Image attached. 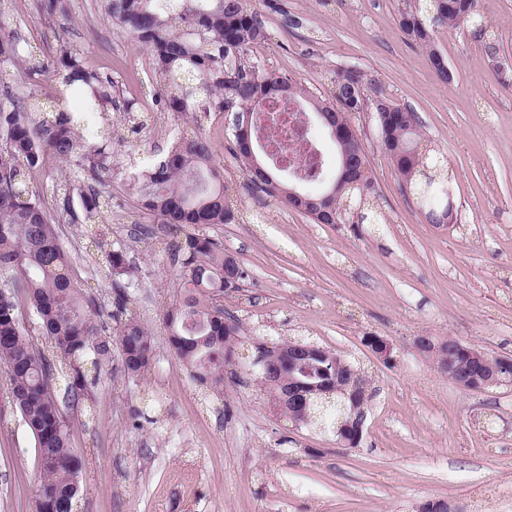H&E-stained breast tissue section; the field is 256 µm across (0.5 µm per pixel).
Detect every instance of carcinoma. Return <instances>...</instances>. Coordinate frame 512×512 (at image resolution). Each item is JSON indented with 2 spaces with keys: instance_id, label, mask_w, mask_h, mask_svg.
Listing matches in <instances>:
<instances>
[{
  "instance_id": "cac0c4a2",
  "label": "carcinoma",
  "mask_w": 512,
  "mask_h": 512,
  "mask_svg": "<svg viewBox=\"0 0 512 512\" xmlns=\"http://www.w3.org/2000/svg\"><path fill=\"white\" fill-rule=\"evenodd\" d=\"M35 8L39 16L51 19L67 15L69 3L37 0ZM106 13L122 35L146 52L154 87L152 106L176 122L212 112L232 115L230 134L248 184L295 204L274 171L253 163L249 117L267 103L269 112L280 113V100L301 104L312 95L291 75L269 72L251 58L253 47L266 39V31L244 0H106ZM398 13L401 28L426 49L432 68L444 81L448 65L431 24L471 26L487 41L496 39L479 12L478 0H430L426 5L421 0H402ZM2 64L13 66L18 83L27 89L0 85V365L7 374L0 393L19 411L35 440L41 479L37 512H72L85 463L71 446L63 407L90 398L101 366L112 358V343L121 350L124 374L137 377L149 370L155 342L137 317L125 314L127 295L120 288L115 289L113 334L101 328L95 301L55 224L67 215L73 223L92 225L108 205L98 185L110 171L113 144L122 140H113L104 130H84L90 115L112 110L131 119L140 105L117 95L112 76L86 66L79 51L68 44L48 58L35 57L34 47L17 28L0 26ZM49 70L59 90L45 103L35 78ZM330 82L332 101L313 100V106L324 115L322 125L328 130L338 122L346 126L336 144L351 168L339 166L336 182L329 188L337 196L307 215L317 224H340L343 196L374 192L365 144L356 130L349 129L348 120L350 114L368 112L379 148L401 186L428 207L426 217L437 223L444 210L438 205L440 166L419 148L417 113L388 100L375 76L360 68L333 69ZM73 94L83 100L79 110L69 106ZM47 154L72 170V180L52 185L54 212L46 207L44 193L29 186ZM132 188L142 214L187 231L184 244L172 252L180 289L163 311L162 324L170 346L193 377L219 390L241 328L217 299L241 291L246 273L233 255L224 252V244L203 229L238 220L237 200L199 131L175 138L166 152L135 173ZM31 320L38 335L49 342L48 349L37 346L29 334ZM287 346L291 343L262 353V364L279 366L283 378L292 371L289 359L281 355ZM319 351L318 381L339 376L346 383H359V388L334 392L335 403L328 405L323 404L324 396L311 395L308 418L317 424L333 407L347 423L351 414L364 413L371 398L368 379L344 357L340 371H335L332 358L338 353L324 347ZM88 359L91 371L86 368ZM59 373L67 380L62 394L56 386Z\"/></svg>"
}]
</instances>
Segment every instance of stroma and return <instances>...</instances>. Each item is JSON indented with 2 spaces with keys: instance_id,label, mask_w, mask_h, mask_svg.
<instances>
[{
  "instance_id": "obj_1",
  "label": "stroma",
  "mask_w": 512,
  "mask_h": 512,
  "mask_svg": "<svg viewBox=\"0 0 512 512\" xmlns=\"http://www.w3.org/2000/svg\"><path fill=\"white\" fill-rule=\"evenodd\" d=\"M268 32L256 56L292 74L322 99L328 74L359 67L381 81L392 102L418 113L429 147L454 179L458 225L428 223L425 208L403 194L377 147L369 115L353 116L376 187L348 201L343 223L316 224L280 198L251 199L246 171L229 149L227 126L203 119L213 160L239 198L240 222L211 226L247 273L224 308L241 333L224 390L196 382L169 346L161 315L177 293L162 248L164 225L139 233L129 177L166 144V114L128 135L106 174L112 218L101 247L85 227L58 226L99 309L113 321L112 285L128 286V306L154 336L147 373L123 375L120 355L99 373L89 401L66 408L71 443L85 460L72 512H420L443 500L450 512H512V384L488 391L459 388L415 348L421 335L454 337L490 355L512 356V72L496 71L473 28L437 27L453 72L438 78L425 49L400 28L398 0H245ZM36 0H0V22L53 55L60 41L93 68L111 73L124 97L141 98L144 73L131 58L142 49L123 37L103 0H70L66 22L41 19ZM309 134L324 155L318 195L336 180L338 148L305 107ZM124 249L127 275L110 277L106 255ZM376 334L393 347L383 363L365 345ZM304 340L347 355L375 394L358 447L332 431L294 426L273 411L255 360L260 348ZM34 439L0 397V512H35Z\"/></svg>"
}]
</instances>
